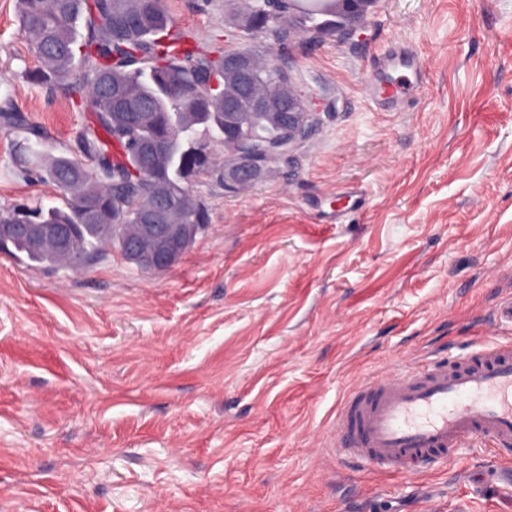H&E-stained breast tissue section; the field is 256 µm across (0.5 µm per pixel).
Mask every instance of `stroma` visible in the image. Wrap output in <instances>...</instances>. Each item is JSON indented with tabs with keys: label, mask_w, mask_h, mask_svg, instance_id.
Here are the masks:
<instances>
[{
	"label": "stroma",
	"mask_w": 512,
	"mask_h": 512,
	"mask_svg": "<svg viewBox=\"0 0 512 512\" xmlns=\"http://www.w3.org/2000/svg\"><path fill=\"white\" fill-rule=\"evenodd\" d=\"M165 6L202 40L229 28L230 0ZM394 49L424 78L387 107L367 83ZM272 58L320 126L246 189L198 178L210 222L173 267L0 254V512H512L489 439L409 474L331 439L363 380L512 341V0H375ZM37 64L0 0V99L58 155L83 113L21 79ZM12 145L0 209L53 204Z\"/></svg>",
	"instance_id": "35a3bbf8"
}]
</instances>
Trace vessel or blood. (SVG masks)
Segmentation results:
<instances>
[{"label": "vessel or blood", "instance_id": "b4317fda", "mask_svg": "<svg viewBox=\"0 0 512 512\" xmlns=\"http://www.w3.org/2000/svg\"><path fill=\"white\" fill-rule=\"evenodd\" d=\"M376 66L398 79L372 86V98L405 101L408 59L384 57ZM335 435L348 458L400 473L442 462L476 436L512 447V342H491L358 385L336 416Z\"/></svg>", "mask_w": 512, "mask_h": 512}]
</instances>
